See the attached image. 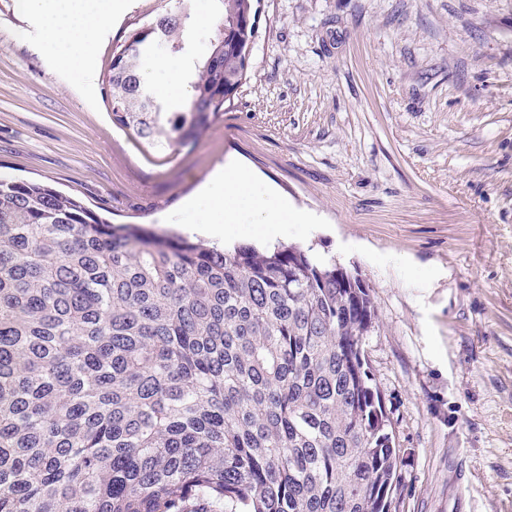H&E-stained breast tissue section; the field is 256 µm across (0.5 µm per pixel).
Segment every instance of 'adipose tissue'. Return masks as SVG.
Listing matches in <instances>:
<instances>
[{"label":"adipose tissue","mask_w":512,"mask_h":512,"mask_svg":"<svg viewBox=\"0 0 512 512\" xmlns=\"http://www.w3.org/2000/svg\"><path fill=\"white\" fill-rule=\"evenodd\" d=\"M19 6L38 24L55 63L79 83L90 82L95 42L112 19L114 0H19ZM184 70L182 60L172 59L146 63L143 75L164 99L183 103L187 100ZM204 205L207 223L261 224L269 239L278 236L281 225L299 220L285 199L236 165L213 175L205 186Z\"/></svg>","instance_id":"obj_1"}]
</instances>
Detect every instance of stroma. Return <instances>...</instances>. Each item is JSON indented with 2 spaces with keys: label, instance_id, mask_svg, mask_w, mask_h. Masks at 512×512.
Wrapping results in <instances>:
<instances>
[{
  "label": "stroma",
  "instance_id": "obj_1",
  "mask_svg": "<svg viewBox=\"0 0 512 512\" xmlns=\"http://www.w3.org/2000/svg\"><path fill=\"white\" fill-rule=\"evenodd\" d=\"M177 6L120 0L88 88L0 0V178L212 243L195 198L246 166L309 217L279 243L370 287L364 354L402 458L390 512H512V0H258L230 107L158 154L113 123L106 76Z\"/></svg>",
  "mask_w": 512,
  "mask_h": 512
}]
</instances>
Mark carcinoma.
I'll use <instances>...</instances> for the list:
<instances>
[{
    "mask_svg": "<svg viewBox=\"0 0 512 512\" xmlns=\"http://www.w3.org/2000/svg\"><path fill=\"white\" fill-rule=\"evenodd\" d=\"M221 2L179 110L140 71L186 50L192 0L112 56V119L155 152L196 139L246 78L257 9ZM375 319L358 272L310 249L114 225L0 178V512H389Z\"/></svg>",
    "mask_w": 512,
    "mask_h": 512,
    "instance_id": "cac0c4a2",
    "label": "carcinoma"
}]
</instances>
